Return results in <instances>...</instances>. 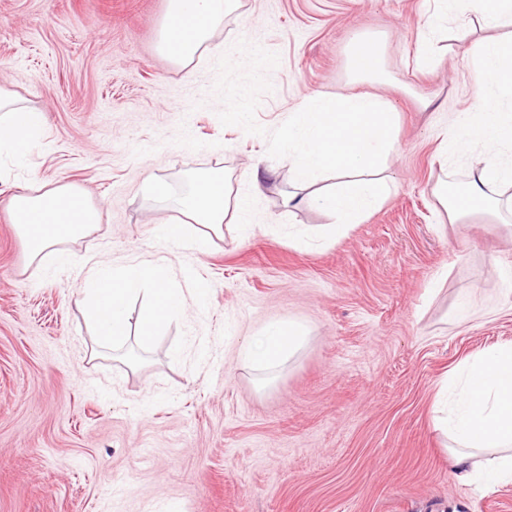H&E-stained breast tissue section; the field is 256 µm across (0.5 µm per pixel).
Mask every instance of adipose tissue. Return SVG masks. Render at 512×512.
<instances>
[{"label": "adipose tissue", "mask_w": 512, "mask_h": 512, "mask_svg": "<svg viewBox=\"0 0 512 512\" xmlns=\"http://www.w3.org/2000/svg\"><path fill=\"white\" fill-rule=\"evenodd\" d=\"M238 0H169L168 21L159 44L169 61L186 66L211 50L215 32ZM455 12L476 11L484 25L512 27V0H447ZM474 89L482 109L461 117L448 132L442 151L455 154L477 140L499 154L473 166L466 182L449 190L440 184L437 202L450 222L470 215H493L502 206L500 187L512 182V38H495L465 49ZM43 112L18 104L0 90V153L21 159L39 136ZM274 172L256 162L246 176L247 193L233 191L229 176L221 171L194 175L191 187L179 201L181 223L156 225V235L172 244L206 253L213 231L225 219L249 221L252 204L263 194ZM11 209L28 248L30 262L47 259L68 263L59 246L96 232L102 220L93 204L73 184H60L43 192L22 187L11 198ZM206 286L168 276L164 258L136 264L120 261L96 263L77 290V304L92 320L96 339L113 348L128 343L145 345L159 327L179 318L188 305H202ZM148 301L131 311L138 295ZM303 331L294 323L268 322L248 341L243 358L251 367L279 366L298 347ZM442 390L447 396V432L451 444L448 464L459 478L484 485L512 483V344L496 345L472 356L449 373Z\"/></svg>", "instance_id": "1"}]
</instances>
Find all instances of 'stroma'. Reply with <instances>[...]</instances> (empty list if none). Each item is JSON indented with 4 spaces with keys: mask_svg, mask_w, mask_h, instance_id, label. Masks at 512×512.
I'll list each match as a JSON object with an SVG mask.
<instances>
[{
    "mask_svg": "<svg viewBox=\"0 0 512 512\" xmlns=\"http://www.w3.org/2000/svg\"><path fill=\"white\" fill-rule=\"evenodd\" d=\"M168 6L0 0V88L46 115L23 161L0 156V512H512V484L454 476L436 426L448 371L512 343V294L491 270L512 267V222L452 224L434 196L449 127L479 109L463 51L512 33L449 17L440 63L422 73L435 0H239L214 42L279 55L261 126L315 91L374 93L398 113L388 199L339 239L292 243L283 225L325 214L285 207L287 159L221 125L214 56L182 67L159 54ZM363 36L382 44L385 83L348 67ZM257 159L275 176L247 235L224 225L204 255L155 237L192 173L221 168L237 188ZM64 179L104 214L64 252L163 256L209 286L206 308L136 348L138 363L96 346L75 302L84 269L28 261L9 200ZM272 320L306 337L257 372L240 351Z\"/></svg>",
    "mask_w": 512,
    "mask_h": 512,
    "instance_id": "obj_1",
    "label": "stroma"
}]
</instances>
